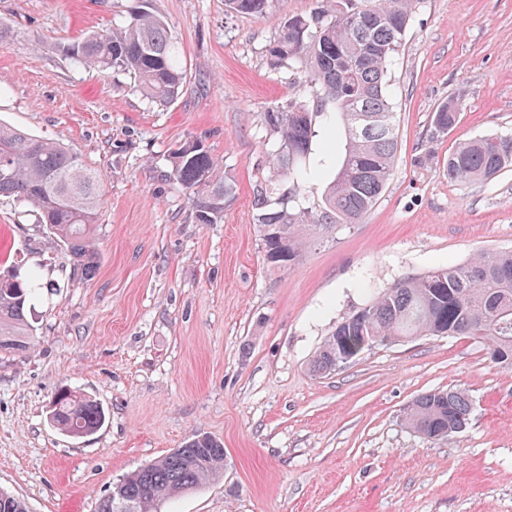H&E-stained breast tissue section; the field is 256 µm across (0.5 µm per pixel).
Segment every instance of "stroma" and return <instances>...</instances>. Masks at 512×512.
<instances>
[{
    "mask_svg": "<svg viewBox=\"0 0 512 512\" xmlns=\"http://www.w3.org/2000/svg\"><path fill=\"white\" fill-rule=\"evenodd\" d=\"M320 4L271 0L249 16L224 0H0V121L71 148L104 193L86 280L36 211L0 197V274L38 266L49 283L29 349L0 355V489L30 512H94L197 433L223 443L224 470L161 512H512V369L482 339H408L328 376L309 368L338 322L404 277L512 250V165L474 183L445 170L459 143L512 133V0H420L390 71L399 148L382 197L277 267L254 202L277 147L265 114L313 91L266 48ZM143 10L182 51L184 88L165 106L65 52ZM451 99L459 121L435 132ZM187 140L235 184L217 223H197L166 176ZM313 148L326 165L298 192L315 206L341 141ZM451 387L471 401L464 432L431 441L402 422L417 395ZM63 388L104 407L95 434L50 425Z\"/></svg>",
    "mask_w": 512,
    "mask_h": 512,
    "instance_id": "35a3bbf8",
    "label": "stroma"
}]
</instances>
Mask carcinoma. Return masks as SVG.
Segmentation results:
<instances>
[{"instance_id": "carcinoma-1", "label": "carcinoma", "mask_w": 512, "mask_h": 512, "mask_svg": "<svg viewBox=\"0 0 512 512\" xmlns=\"http://www.w3.org/2000/svg\"><path fill=\"white\" fill-rule=\"evenodd\" d=\"M230 11L261 15L269 0H225ZM417 0H326L308 15H293L266 49L270 64L299 63L315 88L316 104L295 100L265 114L280 147L273 177L288 174L292 187L274 181L257 199L267 261L286 267L298 262L312 239L341 224H357L381 198L398 150L394 97L388 71L411 26ZM81 63L101 71L130 74L145 98L173 102L183 87L180 51L166 23L144 11L125 26L93 32L67 48ZM459 105L442 103L434 129L456 124ZM336 128L344 153L322 205L311 208L296 193L318 174L317 129ZM169 178L189 191L195 219L214 224L224 216L233 185L207 150L186 141L169 154ZM512 164V135L469 140L448 154V178L483 181ZM0 196L33 207L41 223L66 247L81 274L90 276L100 255L94 244L103 204L99 173L69 148L0 122ZM41 288V275L12 274L0 281V352L29 347L26 310ZM424 336H474L484 340L497 363L512 367V251L481 252L470 261L407 277L339 322L310 361L316 374H330L376 345ZM471 404L450 388L415 397L404 410L408 426L438 440L467 427ZM49 419L63 434L83 438L106 422L102 406L84 394L61 390ZM224 444L197 434L183 447L143 466L116 483L126 512H158V506L198 490L221 473ZM0 512H29L26 502L0 490Z\"/></svg>"}]
</instances>
